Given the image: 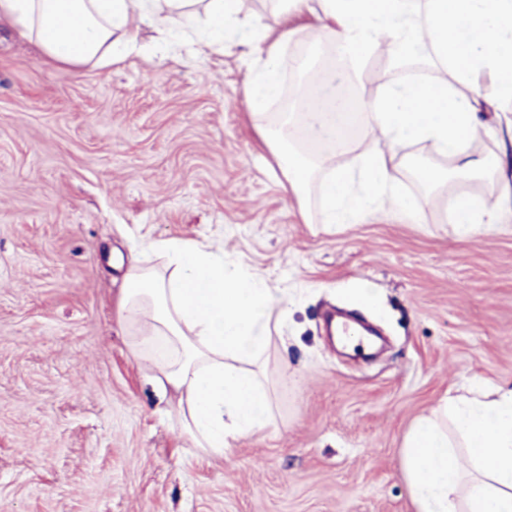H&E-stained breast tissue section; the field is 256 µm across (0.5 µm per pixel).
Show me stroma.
Instances as JSON below:
<instances>
[{
    "instance_id": "35a3bbf8",
    "label": "stroma",
    "mask_w": 512,
    "mask_h": 512,
    "mask_svg": "<svg viewBox=\"0 0 512 512\" xmlns=\"http://www.w3.org/2000/svg\"><path fill=\"white\" fill-rule=\"evenodd\" d=\"M247 74L231 44L50 64L0 22V512H415L410 429L512 380V223L460 241L447 187L408 172L422 223H321L279 186ZM170 238L286 301L273 418L221 458L181 436L118 317L121 259ZM335 309L382 334L376 358L334 344Z\"/></svg>"
}]
</instances>
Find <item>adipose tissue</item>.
I'll use <instances>...</instances> for the list:
<instances>
[{
	"label": "adipose tissue",
	"mask_w": 512,
	"mask_h": 512,
	"mask_svg": "<svg viewBox=\"0 0 512 512\" xmlns=\"http://www.w3.org/2000/svg\"><path fill=\"white\" fill-rule=\"evenodd\" d=\"M242 0H0V19L52 61L83 66L121 59L140 47L143 28L155 43L179 51L197 34L213 51L225 39L243 49L250 79L246 101L255 107L280 91L284 73H299L311 60L293 51L300 33L331 47L337 64L361 80L367 59L404 64L419 46L428 49L432 79L385 81L361 112L375 138L354 145L356 165L337 163L335 150L309 156L296 144L336 139L344 105L325 96L302 122L274 131L270 146L283 191L307 194L318 183L325 223L367 215L421 223L429 196L413 199L401 183L402 150L428 143L453 159L452 170L425 168L432 186L458 180L490 181L487 196L454 199V231L463 239L481 228L512 222V0H276L271 15L246 27L236 21ZM498 103L486 121L487 103ZM502 145L488 159L467 153L477 132ZM147 251L162 267L131 258L120 299V319L136 359L148 362L163 391L178 406L182 433L205 456H221L241 437L263 428L272 399L257 366L266 352L274 313L285 302L279 289L223 254L184 239L156 240ZM451 413L480 468L463 480L437 416L410 431L403 469L417 512H512V387L491 386L462 400Z\"/></svg>",
	"instance_id": "obj_1"
}]
</instances>
